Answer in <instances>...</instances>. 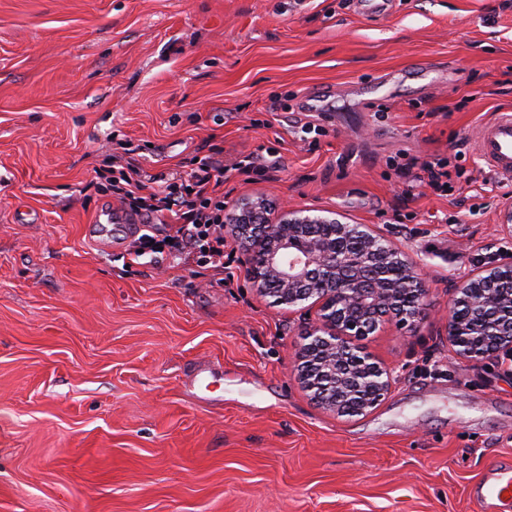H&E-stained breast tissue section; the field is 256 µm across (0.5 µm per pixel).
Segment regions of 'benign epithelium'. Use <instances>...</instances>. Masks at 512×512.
<instances>
[{"instance_id": "1", "label": "benign epithelium", "mask_w": 512, "mask_h": 512, "mask_svg": "<svg viewBox=\"0 0 512 512\" xmlns=\"http://www.w3.org/2000/svg\"><path fill=\"white\" fill-rule=\"evenodd\" d=\"M224 231L242 243V262L260 295L290 309L316 308L296 368L311 399L341 417L372 411L391 375L355 341L385 324L426 319L422 270L368 224L265 198L238 202ZM446 328L460 358L512 361L511 251L458 282Z\"/></svg>"}]
</instances>
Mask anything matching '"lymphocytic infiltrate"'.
Wrapping results in <instances>:
<instances>
[{
    "instance_id": "f902f5d3",
    "label": "lymphocytic infiltrate",
    "mask_w": 512,
    "mask_h": 512,
    "mask_svg": "<svg viewBox=\"0 0 512 512\" xmlns=\"http://www.w3.org/2000/svg\"><path fill=\"white\" fill-rule=\"evenodd\" d=\"M190 164V170L157 175L135 158L115 156L104 189L149 227L130 245L133 260L165 252L219 280L224 276V152L202 141Z\"/></svg>"
}]
</instances>
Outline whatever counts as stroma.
Returning a JSON list of instances; mask_svg holds the SVG:
<instances>
[{
	"label": "stroma",
	"instance_id": "1",
	"mask_svg": "<svg viewBox=\"0 0 512 512\" xmlns=\"http://www.w3.org/2000/svg\"><path fill=\"white\" fill-rule=\"evenodd\" d=\"M512 108V0H0V512H512V375L458 359L455 284L503 251L512 180L471 131ZM210 140L224 208L263 196L370 224L425 272L428 319L362 339L393 386L366 415L294 376L315 310L85 227L97 169ZM249 153L279 170L239 176ZM448 160L451 189L415 186ZM473 500L477 502L512 501V470L500 469L492 478L482 481Z\"/></svg>",
	"mask_w": 512,
	"mask_h": 512
}]
</instances>
